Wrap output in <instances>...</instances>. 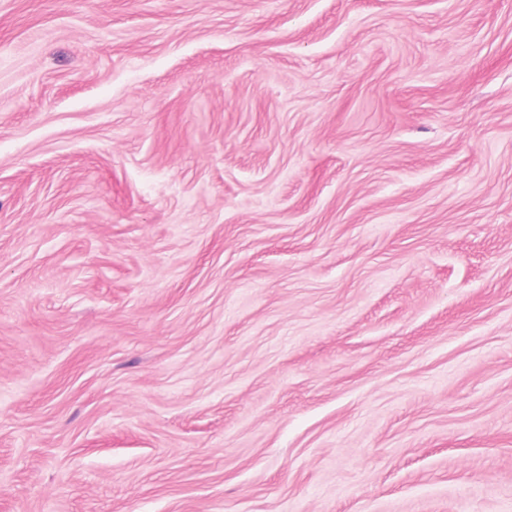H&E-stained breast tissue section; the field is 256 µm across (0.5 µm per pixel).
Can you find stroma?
Listing matches in <instances>:
<instances>
[{
  "label": "stroma",
  "mask_w": 512,
  "mask_h": 512,
  "mask_svg": "<svg viewBox=\"0 0 512 512\" xmlns=\"http://www.w3.org/2000/svg\"><path fill=\"white\" fill-rule=\"evenodd\" d=\"M0 512H512V0H0Z\"/></svg>",
  "instance_id": "35a3bbf8"
}]
</instances>
